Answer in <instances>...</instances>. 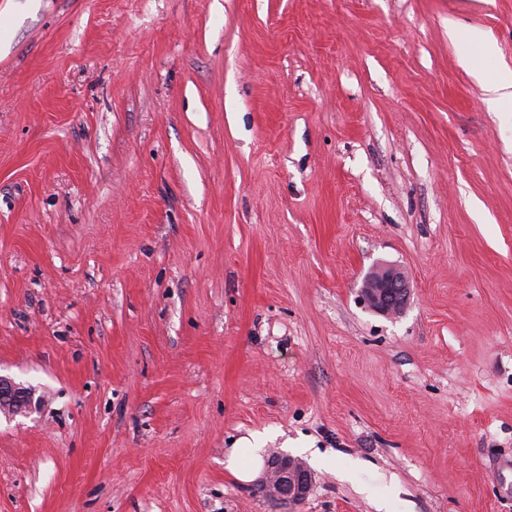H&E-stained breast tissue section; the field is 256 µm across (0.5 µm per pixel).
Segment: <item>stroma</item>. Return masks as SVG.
I'll use <instances>...</instances> for the list:
<instances>
[{"instance_id": "stroma-1", "label": "stroma", "mask_w": 512, "mask_h": 512, "mask_svg": "<svg viewBox=\"0 0 512 512\" xmlns=\"http://www.w3.org/2000/svg\"><path fill=\"white\" fill-rule=\"evenodd\" d=\"M474 59L512 65V0H0V374L42 398L0 414V512H512ZM252 432L330 458L304 501L225 472ZM408 276L396 266L374 268L363 280L361 293L368 307L389 317L402 314L410 296Z\"/></svg>"}]
</instances>
